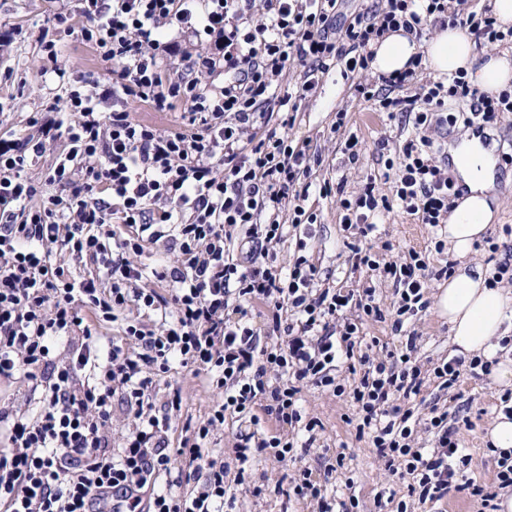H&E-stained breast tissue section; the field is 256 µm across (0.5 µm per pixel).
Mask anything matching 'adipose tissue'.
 <instances>
[{
  "mask_svg": "<svg viewBox=\"0 0 512 512\" xmlns=\"http://www.w3.org/2000/svg\"><path fill=\"white\" fill-rule=\"evenodd\" d=\"M374 51L370 67L376 73L402 71L413 56L421 53L437 74L462 69L472 84L485 90L512 85V56L479 55L468 30L460 27L438 30L422 44L397 32L375 46ZM455 156L467 192L449 215L444 233L460 263L447 288L439 293L438 308L448 320L457 354L496 359L493 376L499 383L511 386L512 362L497 360L496 355L501 340L512 333V290L489 287L483 266L467 261L474 243L484 236L498 207L493 193L495 161L477 140L466 137L462 138Z\"/></svg>",
  "mask_w": 512,
  "mask_h": 512,
  "instance_id": "adipose-tissue-1",
  "label": "adipose tissue"
}]
</instances>
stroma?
I'll return each instance as SVG.
<instances>
[{"label":"stroma","mask_w":512,"mask_h":512,"mask_svg":"<svg viewBox=\"0 0 512 512\" xmlns=\"http://www.w3.org/2000/svg\"><path fill=\"white\" fill-rule=\"evenodd\" d=\"M70 10L69 22L74 35L62 40V61L67 68L83 73L107 87L111 81V66L83 42L76 31L86 20L77 10L75 0H0V99H15V111L0 114V138L11 140L28 134L38 135V127L29 125L33 113L43 111L49 98L57 94L53 74L43 71V61L34 35L38 26L50 21L60 7ZM354 80L347 77L343 66L331 68L323 74L315 91L299 104L290 137L310 142L312 186L306 201L308 212L316 221L308 234L293 231L275 248L277 264L291 266L297 257H306L318 269V284L323 288L357 287L366 278L355 272L349 262V243L353 233L341 222V211L336 194H322L321 186L344 185L346 194L357 192L367 175L377 173L382 163L376 151L379 140H386L391 154H398L406 140L414 138L415 130L404 114L388 117L375 111L370 103L356 97ZM345 112L344 122H337V112ZM357 137L361 150L357 162H350L344 152L348 137ZM496 190L500 206L486 232L495 242L512 246V165L497 163ZM375 231L364 239V246L373 253H381L384 242H391L395 255L411 249L423 252L431 266L439 267L445 255L436 253L434 245L422 224L402 212L380 213L374 217ZM438 287L428 290L430 306L415 327L420 334L417 357L423 368H430L440 359L451 356L453 346L448 321L436 308ZM181 387L184 394L179 412L173 414L168 436L171 447H178L185 436L186 423L205 420L217 398L216 391L204 386L186 368L174 367L160 378L151 396L157 410H164L169 393ZM502 386L491 379L463 377L456 388L460 404L468 407L472 431L465 434V446L472 455L469 477L482 484H491L496 469L495 453L487 447L488 432L500 412L499 397ZM302 404L309 415L323 423L317 435L315 448L300 461L312 470L316 479L326 477L329 464H337L331 484L336 501L357 498L362 512H389L390 498H403L407 489L401 480L384 474L379 468L376 450L365 439H357L355 431L344 418L353 414L350 397L337 398L315 386L304 387ZM295 466L285 465L264 456L246 466L247 485L236 492V512H315L307 501L288 499L276 492L275 485L282 478L294 475Z\"/></svg>","instance_id":"stroma-1"}]
</instances>
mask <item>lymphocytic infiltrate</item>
Instances as JSON below:
<instances>
[{
	"label": "lymphocytic infiltrate",
	"mask_w": 512,
	"mask_h": 512,
	"mask_svg": "<svg viewBox=\"0 0 512 512\" xmlns=\"http://www.w3.org/2000/svg\"><path fill=\"white\" fill-rule=\"evenodd\" d=\"M86 23L82 41L111 65L104 112L88 92V76L59 60L56 29L68 21L57 12L53 28L37 42L44 68L64 85V102L47 104L30 116L40 137L0 141V380L24 378L40 392L34 416L0 406V506L5 512H232L235 486L244 484L246 465L258 455L294 459V433L315 436L322 423L299 404L304 385L333 396L351 395L356 407L346 424L369 437L385 470L407 482L408 498L420 505L449 492H468L490 508L497 491L512 489V456L501 454L492 485L468 478L471 457L460 439L471 420L431 407L427 418L413 400L426 378L440 388L461 376L491 373V361L451 357L423 372L414 353L417 332L404 346L380 348L365 338L367 322L391 321L403 330L428 307L432 281L448 279L453 262L430 266L426 255L408 250L399 259L379 261L360 244L373 226L371 215L401 207L437 235L459 192L448 164L433 148L432 133L445 128H490L512 112V89L487 91L471 85L459 70L441 81L423 80L415 59L407 71L383 77L386 93L363 74L373 58L370 43L402 30L423 36L429 29L461 25L487 46L512 45V27L499 25L490 8L467 10V0H379L376 9L338 21L341 0H77ZM178 25L199 44L188 55L193 77L172 75L174 47L166 26ZM304 70L295 90L280 84L291 60ZM344 62L359 80L358 97L379 112H408L418 138L407 140L401 160L385 158L393 176L392 196L377 195L374 179L339 200L341 222L356 230L352 267L368 277L359 288H321L306 257L282 269L273 255L285 234L279 214L293 206V227L313 224L306 193L290 189L310 174L307 142L287 135L294 111L321 75ZM223 72L220 87L201 84L202 73ZM418 84L416 95L390 97V90ZM169 109L185 106L183 127L161 130L134 120L129 100ZM277 106L278 130H264L266 109ZM66 107L69 120L57 119ZM64 132L67 150L44 183L25 171L45 151L47 138ZM132 228L117 236L109 218ZM166 240L176 264L146 268L135 262L145 242ZM84 260L91 270L77 279L61 265L55 248ZM155 279L167 294L144 289ZM108 287H101V280ZM393 281L398 301L385 309L376 284ZM257 304L269 308L275 343L260 346L261 332L250 321ZM136 307L154 314L157 330L132 320L124 341L102 346L96 323L113 322L119 311ZM293 312L283 323L282 310ZM95 324H88L86 314ZM77 338L64 355L60 339ZM345 355L346 369L336 364ZM180 363L221 399L193 428L180 448H170L171 414L182 394L174 392L166 414L147 397L158 377ZM130 404L135 427L113 451L109 426L112 401ZM262 415H255V408ZM268 416L275 431L259 436L237 431L233 461L205 453L210 434L226 418L259 425ZM432 434L430 449L416 446L417 431ZM187 463L202 481L200 491L176 492L165 478L173 457Z\"/></svg>",
	"instance_id": "lymphocytic-infiltrate-1"
}]
</instances>
